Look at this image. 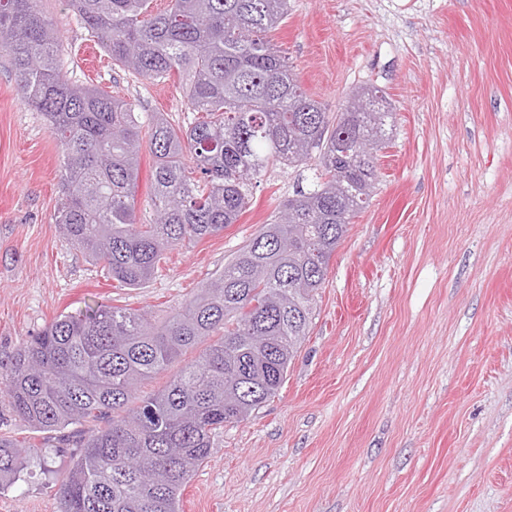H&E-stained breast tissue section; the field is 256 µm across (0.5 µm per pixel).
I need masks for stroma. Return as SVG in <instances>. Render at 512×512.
<instances>
[{"mask_svg": "<svg viewBox=\"0 0 512 512\" xmlns=\"http://www.w3.org/2000/svg\"><path fill=\"white\" fill-rule=\"evenodd\" d=\"M39 7L69 80L134 102L141 124L192 121L177 76L121 70L67 0ZM271 38L326 111L374 85L395 126L283 385L213 436L181 512H512V0H289ZM59 168L0 56L2 362L94 302L164 317L312 176L269 168L235 224L123 288L59 233ZM0 435L44 449L0 512H59L74 449L1 397Z\"/></svg>", "mask_w": 512, "mask_h": 512, "instance_id": "1", "label": "stroma"}]
</instances>
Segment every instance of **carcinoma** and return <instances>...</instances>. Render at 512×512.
<instances>
[{
	"label": "carcinoma",
	"instance_id": "cac0c4a2",
	"mask_svg": "<svg viewBox=\"0 0 512 512\" xmlns=\"http://www.w3.org/2000/svg\"><path fill=\"white\" fill-rule=\"evenodd\" d=\"M37 2L0 0V55L60 144L57 227L119 285H143L169 248L236 223L269 166L307 167L318 154L311 189L165 319L112 304L61 314L0 363V392L32 428L92 424L60 436L79 452L59 512H180L213 433L246 420L286 378L329 259L375 189L376 159L361 145L385 146L393 112L378 87L353 93L360 110L336 113L302 88L270 36L288 0H171L162 13L150 0H69L114 64L146 79L181 76L195 122L157 117L144 131L135 104L65 78L60 37ZM144 145L152 224L136 213ZM200 344L163 389L140 396ZM41 452L1 436L0 489Z\"/></svg>",
	"mask_w": 512,
	"mask_h": 512
}]
</instances>
